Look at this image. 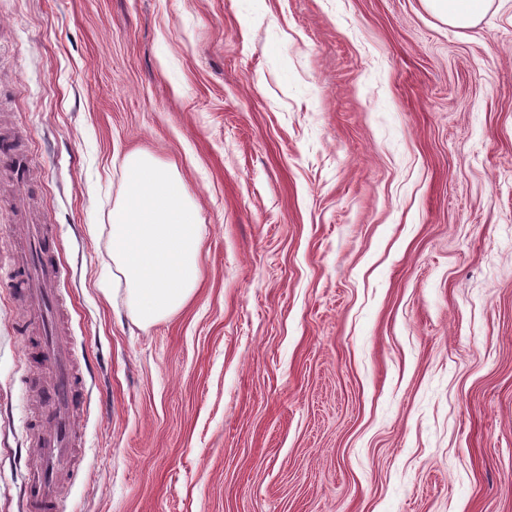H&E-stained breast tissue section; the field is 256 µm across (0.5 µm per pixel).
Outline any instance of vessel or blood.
Returning a JSON list of instances; mask_svg holds the SVG:
<instances>
[{
  "instance_id": "b4317fda",
  "label": "vessel or blood",
  "mask_w": 512,
  "mask_h": 512,
  "mask_svg": "<svg viewBox=\"0 0 512 512\" xmlns=\"http://www.w3.org/2000/svg\"><path fill=\"white\" fill-rule=\"evenodd\" d=\"M65 277L47 225H26L12 289L21 304L24 322L35 327L34 334L26 335L23 350L31 356L35 373L49 375L53 415L29 433V447L38 463L28 473L25 512H60V476L78 465L74 455V411L79 377L71 348L61 336L67 309L60 284Z\"/></svg>"
}]
</instances>
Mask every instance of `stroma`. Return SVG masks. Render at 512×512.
I'll use <instances>...</instances> for the list:
<instances>
[{"mask_svg": "<svg viewBox=\"0 0 512 512\" xmlns=\"http://www.w3.org/2000/svg\"><path fill=\"white\" fill-rule=\"evenodd\" d=\"M0 512L48 376L18 227L52 229L86 407L61 512H512V0H0ZM187 184L200 280L112 294L125 155ZM428 7L448 22L461 28L475 26L488 11L492 0H424Z\"/></svg>", "mask_w": 512, "mask_h": 512, "instance_id": "1", "label": "stroma"}]
</instances>
